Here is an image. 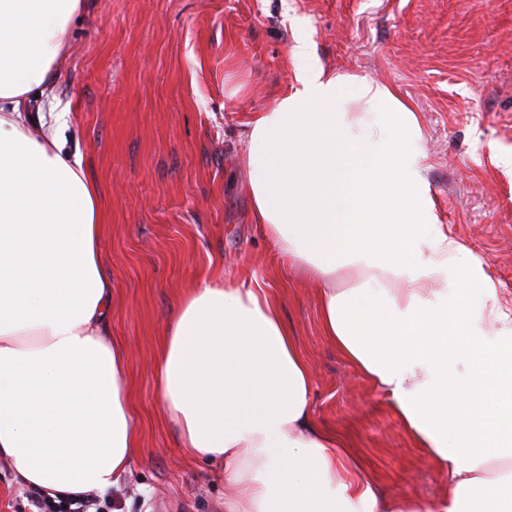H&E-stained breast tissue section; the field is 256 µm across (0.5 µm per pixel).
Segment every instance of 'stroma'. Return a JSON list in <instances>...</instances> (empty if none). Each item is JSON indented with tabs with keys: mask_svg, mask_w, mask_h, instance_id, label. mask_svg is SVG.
<instances>
[{
	"mask_svg": "<svg viewBox=\"0 0 512 512\" xmlns=\"http://www.w3.org/2000/svg\"><path fill=\"white\" fill-rule=\"evenodd\" d=\"M306 37L329 71L389 85L416 112L440 224L512 321V0H89L45 122L98 185L112 339L142 451L96 512H224V483L189 459L156 394L158 339L200 273L257 280L313 371L315 419L344 433L379 490L431 497L440 475L389 404L325 336L310 269L252 224L243 133L294 85ZM39 495L0 459V512Z\"/></svg>",
	"mask_w": 512,
	"mask_h": 512,
	"instance_id": "1",
	"label": "stroma"
}]
</instances>
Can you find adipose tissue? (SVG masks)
Returning <instances> with one entry per match:
<instances>
[{
    "label": "adipose tissue",
    "mask_w": 512,
    "mask_h": 512,
    "mask_svg": "<svg viewBox=\"0 0 512 512\" xmlns=\"http://www.w3.org/2000/svg\"><path fill=\"white\" fill-rule=\"evenodd\" d=\"M85 7L0 0V457L52 500L118 486L141 450L99 189L28 116ZM291 54L296 88L248 123L254 220L291 266L314 268L326 336L448 483L395 500L343 462L255 280L204 276L175 303L155 381L180 444L223 476L224 512H512V326L438 222L418 118L386 84L326 73L307 38Z\"/></svg>",
    "instance_id": "ef3b65f1"
}]
</instances>
